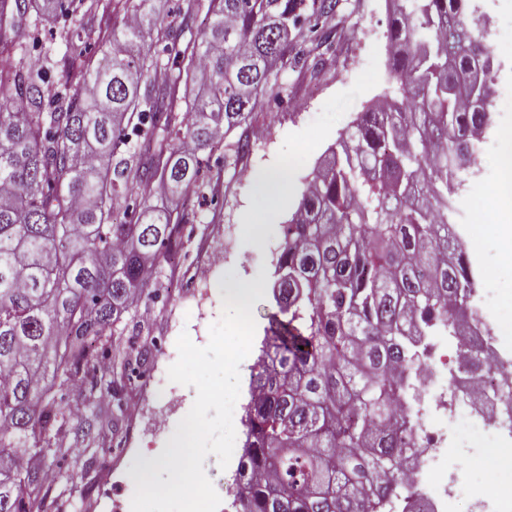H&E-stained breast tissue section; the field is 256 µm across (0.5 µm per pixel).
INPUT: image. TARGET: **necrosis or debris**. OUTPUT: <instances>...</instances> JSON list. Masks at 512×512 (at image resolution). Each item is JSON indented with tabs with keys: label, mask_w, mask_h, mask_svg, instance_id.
<instances>
[{
	"label": "necrosis or debris",
	"mask_w": 512,
	"mask_h": 512,
	"mask_svg": "<svg viewBox=\"0 0 512 512\" xmlns=\"http://www.w3.org/2000/svg\"><path fill=\"white\" fill-rule=\"evenodd\" d=\"M479 342L486 360L472 372L452 363L447 333L425 339V374L404 404L415 423L414 489L423 512H456L458 501L472 493L465 471L472 452L494 445L499 431H512V414L494 399L500 379L512 373V363L500 355L504 339Z\"/></svg>",
	"instance_id": "obj_1"
}]
</instances>
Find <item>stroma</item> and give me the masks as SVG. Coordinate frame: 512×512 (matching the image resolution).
Instances as JSON below:
<instances>
[{
    "mask_svg": "<svg viewBox=\"0 0 512 512\" xmlns=\"http://www.w3.org/2000/svg\"><path fill=\"white\" fill-rule=\"evenodd\" d=\"M388 0H338L329 23L301 19L300 36L292 37L294 59L279 74L277 84L262 96L249 118L229 136L230 141L251 138L247 155L225 159L223 152L201 151L204 166L223 172L218 192L202 189L196 218L184 225L177 265L158 267L153 281L158 296L140 302L124 314L125 342L148 351L158 381L147 386L134 378L126 382L121 398L137 404L134 424L94 423L106 455L117 468L108 481L99 477L98 459L82 458L86 496L92 512H131L135 492L132 480L143 455L162 454L178 422L191 409L196 390L169 381L167 371L177 357L176 341L188 333L197 346L209 341V329L223 314L227 289L246 283L262 286L266 294L254 305L256 331L250 353L242 362L239 404H246L251 370L260 355L270 315L276 305L271 274L281 242L280 226L291 212L312 170L326 162L328 149L345 134L352 121L376 96L393 94L390 74ZM286 170L291 192L275 211L266 212L255 178L266 170ZM265 212L264 242L256 244L247 230L250 217ZM511 212L499 206L485 208L478 223L461 212L456 230L481 287L499 293V305L484 310L492 333L512 324V263L504 260L502 245L492 232ZM217 254L218 266L203 287L200 300L184 302L174 281L180 269L194 268L201 252Z\"/></svg>",
    "mask_w": 512,
    "mask_h": 512,
    "instance_id": "1",
    "label": "stroma"
}]
</instances>
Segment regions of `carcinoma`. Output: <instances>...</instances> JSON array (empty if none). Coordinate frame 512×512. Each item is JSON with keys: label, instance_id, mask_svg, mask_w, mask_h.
<instances>
[{"label": "carcinoma", "instance_id": "1", "mask_svg": "<svg viewBox=\"0 0 512 512\" xmlns=\"http://www.w3.org/2000/svg\"><path fill=\"white\" fill-rule=\"evenodd\" d=\"M150 0H0V512H46L45 475L99 452L59 393L100 402L147 350L112 353L122 315L154 298L146 266L181 238L185 210L154 202L210 186L199 153L224 146L304 15L335 0H185L198 37L181 44ZM114 19L95 28L99 13ZM62 30L63 81L29 65L11 31ZM489 20L473 0H396L390 70L401 97L360 113L306 177L281 225L269 318L249 389L240 512H378L414 494L402 393L424 330L479 321L477 273L448 211L478 137L493 125ZM94 40L103 57L89 55ZM161 45L177 67L158 83ZM136 136L129 147L127 130ZM137 216L115 222L114 204ZM108 363L110 371L101 373ZM87 396L84 402L93 400ZM74 473L55 499L84 496Z\"/></svg>", "mask_w": 512, "mask_h": 512}]
</instances>
